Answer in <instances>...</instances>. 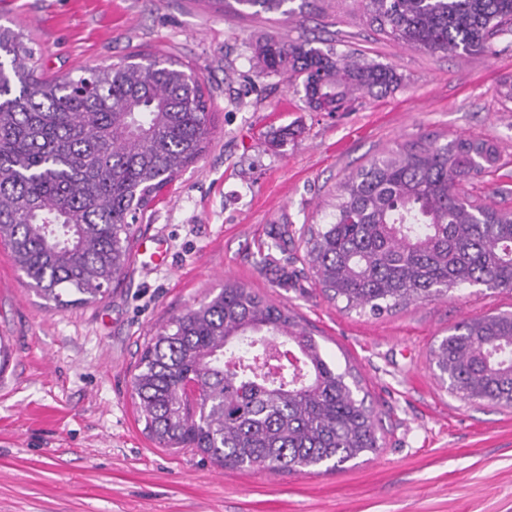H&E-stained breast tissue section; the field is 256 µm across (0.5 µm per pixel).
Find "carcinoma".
Returning <instances> with one entry per match:
<instances>
[{"mask_svg":"<svg viewBox=\"0 0 512 512\" xmlns=\"http://www.w3.org/2000/svg\"><path fill=\"white\" fill-rule=\"evenodd\" d=\"M293 15L290 0H235ZM384 37L425 51L494 55L512 0H364ZM262 74L301 80L307 103L341 107L401 76L360 56L273 36ZM212 122L198 75L170 55L136 54L47 77L33 37L0 23V243L35 292L66 309L95 302L129 265L133 224L205 150ZM495 143L406 140L340 182L330 221L302 232L316 283L347 309L380 315L481 285L512 291V208L465 189L500 168ZM453 394L512 408V312L473 316L430 350ZM132 395L161 448L225 469L340 471L380 448L351 370L329 362L288 306L236 282L174 317L147 343Z\"/></svg>","mask_w":512,"mask_h":512,"instance_id":"1","label":"carcinoma"}]
</instances>
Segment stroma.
<instances>
[{
    "label": "stroma",
    "mask_w": 512,
    "mask_h": 512,
    "mask_svg": "<svg viewBox=\"0 0 512 512\" xmlns=\"http://www.w3.org/2000/svg\"><path fill=\"white\" fill-rule=\"evenodd\" d=\"M301 13L243 14L204 0H0V23L36 39L48 73L80 74L133 53L176 56L211 96L213 130L135 224L167 259H132L93 304L55 309L0 245V512H512V409L467 403L429 363L434 343L512 293L464 286L378 316L329 300L304 261L303 225L329 220L337 184L374 155L432 132L496 143L512 185V42L496 55L430 53L389 40L362 0H293ZM275 35L393 67L383 96L337 112L308 107L287 77L262 76L252 47ZM283 244L258 265L260 245ZM234 280L287 304L338 368L352 367L383 421L377 453L327 474L217 467L158 445L137 420L132 378L157 330Z\"/></svg>",
    "instance_id": "stroma-1"
}]
</instances>
